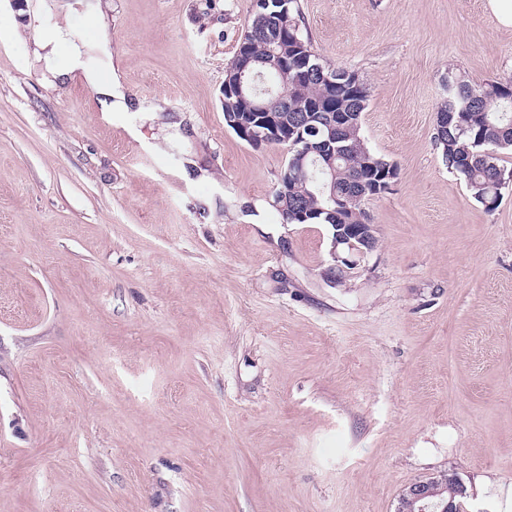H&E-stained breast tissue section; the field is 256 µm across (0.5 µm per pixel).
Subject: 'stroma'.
I'll use <instances>...</instances> for the list:
<instances>
[{
	"mask_svg": "<svg viewBox=\"0 0 512 512\" xmlns=\"http://www.w3.org/2000/svg\"><path fill=\"white\" fill-rule=\"evenodd\" d=\"M55 3L0 0V512H397L444 470L506 512L512 188L487 212L434 142L447 71L512 80L487 0H298L397 166L343 286L330 226L277 211L285 151L224 123L253 0ZM56 25L158 111L53 82Z\"/></svg>",
	"mask_w": 512,
	"mask_h": 512,
	"instance_id": "obj_1",
	"label": "stroma"
}]
</instances>
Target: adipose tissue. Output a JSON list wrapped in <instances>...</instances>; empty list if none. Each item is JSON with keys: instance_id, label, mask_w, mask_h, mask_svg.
Masks as SVG:
<instances>
[{"instance_id": "obj_1", "label": "adipose tissue", "mask_w": 512, "mask_h": 512, "mask_svg": "<svg viewBox=\"0 0 512 512\" xmlns=\"http://www.w3.org/2000/svg\"><path fill=\"white\" fill-rule=\"evenodd\" d=\"M37 43L44 52L54 80L64 84L74 74H81L84 81L97 91L103 111H129V100L123 91L119 72L113 70L104 74L86 66L82 46L71 40L66 28L56 26L40 32Z\"/></svg>"}]
</instances>
